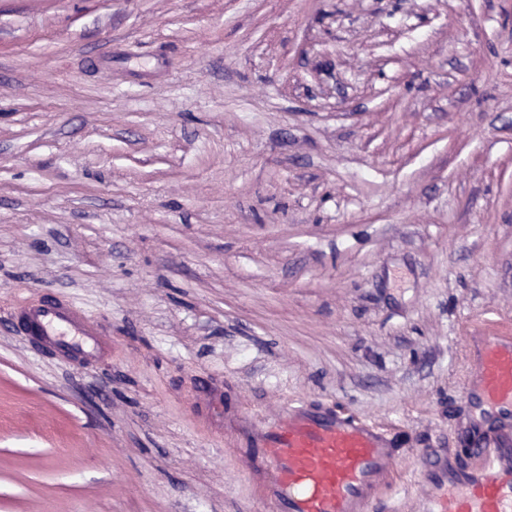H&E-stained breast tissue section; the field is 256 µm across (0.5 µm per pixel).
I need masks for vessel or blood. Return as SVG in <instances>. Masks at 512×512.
Instances as JSON below:
<instances>
[{
    "mask_svg": "<svg viewBox=\"0 0 512 512\" xmlns=\"http://www.w3.org/2000/svg\"><path fill=\"white\" fill-rule=\"evenodd\" d=\"M22 336L67 358L97 357L104 342L75 302L45 301L22 310ZM471 376L464 395L490 427L501 429L496 448L468 447L455 455L419 451L429 491L422 512H512V332L465 338ZM240 434L248 478L273 512H389L398 455L390 428L298 399L270 419L228 417Z\"/></svg>",
    "mask_w": 512,
    "mask_h": 512,
    "instance_id": "vessel-or-blood-1",
    "label": "vessel or blood"
}]
</instances>
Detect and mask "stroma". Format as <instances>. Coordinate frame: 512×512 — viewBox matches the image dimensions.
<instances>
[{
	"instance_id": "35a3bbf8",
	"label": "stroma",
	"mask_w": 512,
	"mask_h": 512,
	"mask_svg": "<svg viewBox=\"0 0 512 512\" xmlns=\"http://www.w3.org/2000/svg\"><path fill=\"white\" fill-rule=\"evenodd\" d=\"M76 301L64 366L17 307ZM512 327V0H0V512H272L212 423L306 399L480 435Z\"/></svg>"
}]
</instances>
